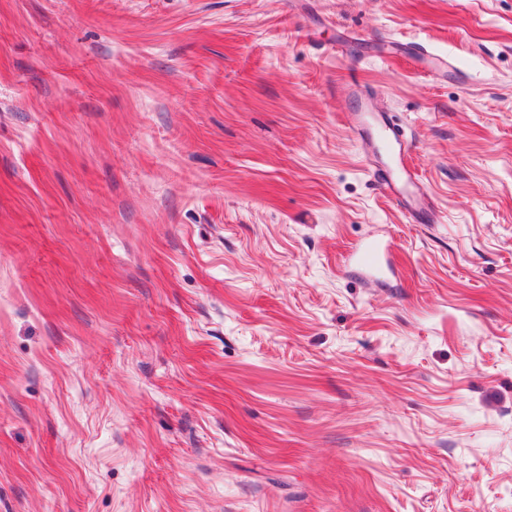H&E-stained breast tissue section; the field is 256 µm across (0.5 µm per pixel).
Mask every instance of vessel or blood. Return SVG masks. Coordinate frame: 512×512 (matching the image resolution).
<instances>
[{
  "label": "vessel or blood",
  "instance_id": "1",
  "mask_svg": "<svg viewBox=\"0 0 512 512\" xmlns=\"http://www.w3.org/2000/svg\"><path fill=\"white\" fill-rule=\"evenodd\" d=\"M349 92L359 102L353 122L363 147L385 156L384 162L374 173L379 186L401 207L409 220L420 221L422 214L430 210L431 201L416 169L410 163L411 140L394 121L390 109L376 107L368 101L358 81L350 82ZM387 251L385 241L373 239L361 246L354 258L360 267L369 272L371 278L378 279L391 272L385 260Z\"/></svg>",
  "mask_w": 512,
  "mask_h": 512
}]
</instances>
